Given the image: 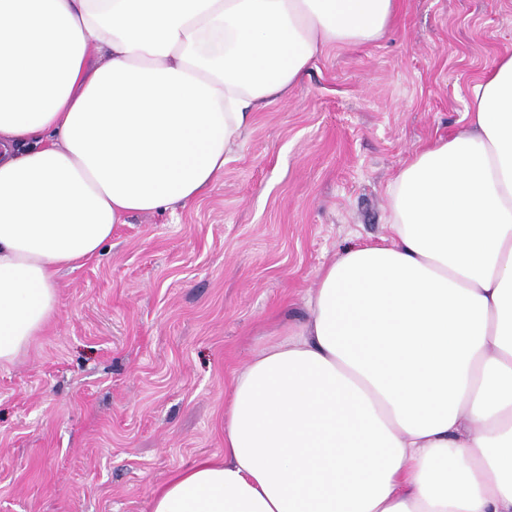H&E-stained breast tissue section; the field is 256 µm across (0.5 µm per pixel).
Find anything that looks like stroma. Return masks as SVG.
Returning a JSON list of instances; mask_svg holds the SVG:
<instances>
[{
    "label": "stroma",
    "mask_w": 512,
    "mask_h": 512,
    "mask_svg": "<svg viewBox=\"0 0 512 512\" xmlns=\"http://www.w3.org/2000/svg\"><path fill=\"white\" fill-rule=\"evenodd\" d=\"M400 3L379 41L255 110L205 196L130 216L59 273L54 317L0 364V512H149L223 456L234 378L305 322L324 264L388 236L389 184L467 129L470 86L512 48V0Z\"/></svg>",
    "instance_id": "35a3bbf8"
}]
</instances>
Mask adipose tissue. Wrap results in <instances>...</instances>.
<instances>
[{
	"label": "adipose tissue",
	"instance_id": "obj_1",
	"mask_svg": "<svg viewBox=\"0 0 512 512\" xmlns=\"http://www.w3.org/2000/svg\"><path fill=\"white\" fill-rule=\"evenodd\" d=\"M398 0H0V362L58 272L134 214L193 203L252 109ZM467 130L387 189L390 241L325 266L297 338L235 378L224 458L151 512H512V50Z\"/></svg>",
	"mask_w": 512,
	"mask_h": 512
}]
</instances>
